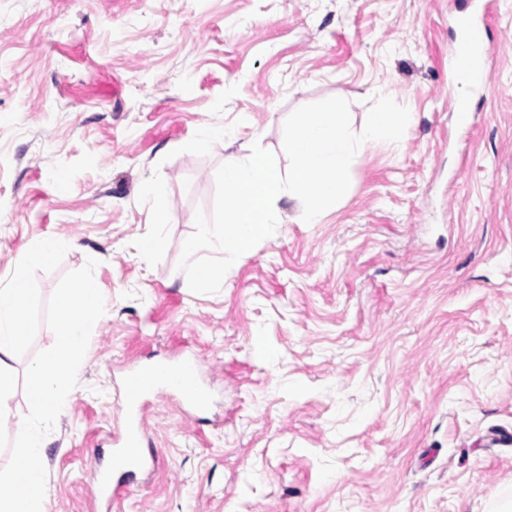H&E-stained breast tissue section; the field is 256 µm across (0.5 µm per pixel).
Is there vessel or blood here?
Returning <instances> with one entry per match:
<instances>
[{
    "label": "vessel or blood",
    "mask_w": 512,
    "mask_h": 512,
    "mask_svg": "<svg viewBox=\"0 0 512 512\" xmlns=\"http://www.w3.org/2000/svg\"><path fill=\"white\" fill-rule=\"evenodd\" d=\"M496 13L491 5H482L476 15L458 20L459 38L456 77L459 84L486 91V75L492 51L490 26ZM176 395L186 413L198 415L207 406L209 392L197 356L186 355L174 363L132 369L124 378L127 414L114 438L110 465L100 470L95 494L98 500L111 502L127 492L139 470L148 460L143 452L142 411L146 398L157 390Z\"/></svg>",
    "instance_id": "obj_1"
}]
</instances>
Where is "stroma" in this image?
<instances>
[{
  "label": "stroma",
  "mask_w": 512,
  "mask_h": 512,
  "mask_svg": "<svg viewBox=\"0 0 512 512\" xmlns=\"http://www.w3.org/2000/svg\"><path fill=\"white\" fill-rule=\"evenodd\" d=\"M478 0H0V282L35 242L87 258L106 312L46 438L48 512H491L512 500V0L489 92L458 127L450 67ZM400 142L363 146L319 223L276 234L218 293L178 269L217 167L328 97L361 129L377 94ZM221 130L207 146L205 130ZM168 193L155 216L154 184ZM164 251L145 256L152 232ZM200 358L204 421L150 396L156 466L101 504L133 364Z\"/></svg>",
  "instance_id": "1"
}]
</instances>
